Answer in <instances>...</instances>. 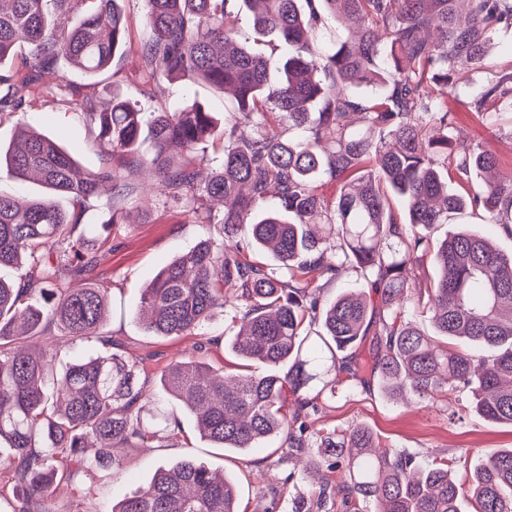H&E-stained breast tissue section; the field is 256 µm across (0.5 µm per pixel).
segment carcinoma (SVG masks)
Listing matches in <instances>:
<instances>
[{
	"label": "carcinoma",
	"instance_id": "1",
	"mask_svg": "<svg viewBox=\"0 0 512 512\" xmlns=\"http://www.w3.org/2000/svg\"><path fill=\"white\" fill-rule=\"evenodd\" d=\"M145 2V84L159 92L187 77L230 89L232 125L219 126L196 101L173 112H144L116 91L102 101L95 80L125 44L119 0H0V66L27 45L17 68L0 70V112L21 109L42 92L38 77L63 62L87 83L62 78L50 93L76 106L89 135L119 159L77 178L74 158L47 135L23 128L0 144V166L47 190L24 206L0 194V268L26 266L16 281L0 278V440L12 448L0 473L13 484V512H58L57 476L76 484L90 471L120 467L115 445L147 448L159 432L180 431L164 402L143 405L153 382L145 359L110 351L112 339L100 333L107 289L96 282L98 249L83 224L107 183L105 227L119 234L121 205L140 171L158 180L166 202L224 233L154 276L142 297L145 330H203L233 290L243 307L228 347L262 366L232 379L201 355L163 367L161 390L194 413L202 438L230 452L283 441L290 457L316 454L345 475L322 485L317 512H332L336 495L373 512H462L464 501L472 512H512V448L460 472L453 458L423 461L382 448L354 424L313 449L304 418L316 397L303 393L334 390L339 354L370 336V361L348 366L353 380L378 379L394 402L442 392L456 402L462 394L464 408L512 426V253L467 230L430 239L469 208L512 236V172L472 183L498 159L448 135L453 117L440 96L457 91L463 67L483 64L495 34L512 32V0H243L255 28L286 47L274 67L236 41L226 0ZM323 10L359 22L330 50L314 39ZM470 98L490 121L512 114V64ZM145 134L150 156L140 152ZM215 139L223 161L203 178L204 145ZM322 179L339 184L335 200L317 192ZM216 197L224 201L219 217L208 206ZM393 197L405 216L392 209ZM261 251L288 278L247 257ZM427 260L437 277L423 282L415 270ZM345 267L359 287L322 303L312 283ZM410 310L429 314L434 334L406 317ZM52 328L68 347L94 342L104 351L74 355L55 380L62 346L44 340ZM112 512H239V491L184 456Z\"/></svg>",
	"mask_w": 512,
	"mask_h": 512
}]
</instances>
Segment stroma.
<instances>
[{
  "mask_svg": "<svg viewBox=\"0 0 512 512\" xmlns=\"http://www.w3.org/2000/svg\"><path fill=\"white\" fill-rule=\"evenodd\" d=\"M132 51L116 57L109 72L101 76L104 94L118 92L133 103L154 112L175 110L189 101H199L216 118H224L230 95L213 91L204 83L178 79L166 82L164 91L153 92L140 76L135 53L149 36L144 0H121ZM457 138L482 143L498 158L501 171H512V138L495 134L492 126L472 112L466 95L449 96ZM29 126L56 139L77 161L80 172L97 169L102 163L100 147L88 136L71 108L49 93L30 98L23 109L0 117V143L9 144L20 126ZM125 224L111 247L102 249L97 274L110 290L109 316L103 335L124 343L126 351L146 358L148 368L195 354L198 336L161 338L149 335L140 319L143 290L167 263L190 251L204 238L222 239L221 225L195 222L189 212L169 206L142 178L141 188L126 204ZM468 226L483 232L499 250L512 252V237L488 224L483 211H466L441 225L437 237ZM182 432L165 438L160 448H124L123 466L118 470L95 473L85 483L84 502L89 512H110L124 497L145 484L161 466L181 456H192L224 471L239 488L242 512H253L259 492L282 485L293 477L296 493L314 495L318 485L307 474H292L280 452L258 448L237 454L211 447L198 438L192 416L181 413ZM311 440L328 432H341L352 424L370 427L384 447L406 450L422 458H455L461 464H474L492 449L512 448V427L491 424L471 413L450 416L447 396L410 406L393 404L383 398L376 386L352 380L346 369L336 371L335 391L325 392L307 419Z\"/></svg>",
  "mask_w": 512,
  "mask_h": 512,
  "instance_id": "stroma-1",
  "label": "stroma"
}]
</instances>
